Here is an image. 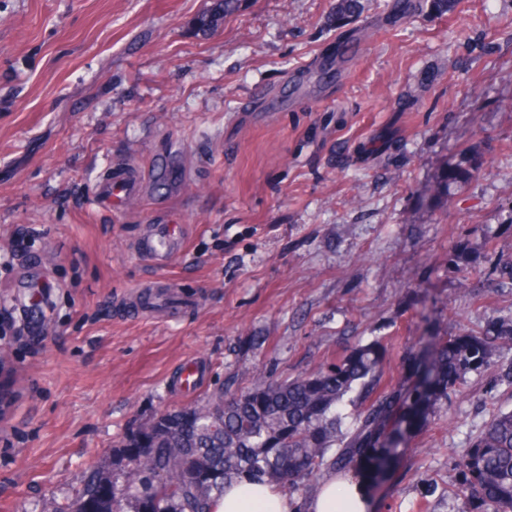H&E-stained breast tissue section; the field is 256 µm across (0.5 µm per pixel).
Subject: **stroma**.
Here are the masks:
<instances>
[{"instance_id":"1","label":"stroma","mask_w":512,"mask_h":512,"mask_svg":"<svg viewBox=\"0 0 512 512\" xmlns=\"http://www.w3.org/2000/svg\"><path fill=\"white\" fill-rule=\"evenodd\" d=\"M0 0V301L42 342L0 340L34 388L0 431V512H42L132 430L290 381L356 343L411 388L419 340L512 318V0ZM127 168L125 208L100 186ZM456 169L463 177L445 178ZM179 224L160 271L136 243ZM169 279L173 311L127 309ZM200 362V390L171 384ZM512 340L429 408L368 512H461L459 458L512 410ZM243 0H215L199 18V28L203 32L213 31L224 23L227 16L239 10Z\"/></svg>"}]
</instances>
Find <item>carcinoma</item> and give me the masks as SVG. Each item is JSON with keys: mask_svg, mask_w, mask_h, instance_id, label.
<instances>
[{"mask_svg": "<svg viewBox=\"0 0 512 512\" xmlns=\"http://www.w3.org/2000/svg\"><path fill=\"white\" fill-rule=\"evenodd\" d=\"M242 0H213L199 28L213 31ZM496 335L463 333L423 344L427 369L408 392L381 387L385 349L357 344L341 360L292 381L257 378L229 399L168 411L119 446L120 473L95 467L82 487L43 512H215L224 487L263 483L293 494L324 474L356 471L377 482L399 462L427 407L470 369L489 363L496 341L512 339V319ZM368 403L346 425L349 397ZM458 486L463 512H512V410L500 411L465 449Z\"/></svg>", "mask_w": 512, "mask_h": 512, "instance_id": "1", "label": "carcinoma"}]
</instances>
